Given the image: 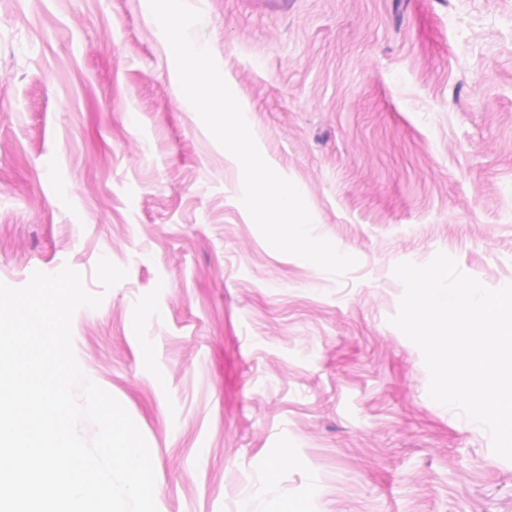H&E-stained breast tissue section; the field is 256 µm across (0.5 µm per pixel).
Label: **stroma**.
Masks as SVG:
<instances>
[{
  "label": "stroma",
  "instance_id": "obj_1",
  "mask_svg": "<svg viewBox=\"0 0 512 512\" xmlns=\"http://www.w3.org/2000/svg\"><path fill=\"white\" fill-rule=\"evenodd\" d=\"M188 2L357 266L265 241L148 0H0V281L68 266L103 293L74 353L143 434L158 512H512V461L390 322L400 262L512 283V0ZM103 257L127 271L107 291Z\"/></svg>",
  "mask_w": 512,
  "mask_h": 512
}]
</instances>
